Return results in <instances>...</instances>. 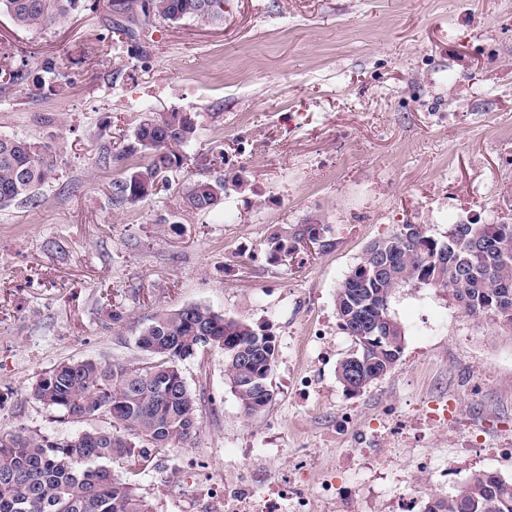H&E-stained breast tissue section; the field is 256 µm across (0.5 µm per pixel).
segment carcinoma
<instances>
[{"label":"carcinoma","instance_id":"carcinoma-1","mask_svg":"<svg viewBox=\"0 0 512 512\" xmlns=\"http://www.w3.org/2000/svg\"><path fill=\"white\" fill-rule=\"evenodd\" d=\"M97 0H0V14L23 30L62 26L80 10L92 11ZM117 26L126 38L139 41L146 53L149 27L157 21L224 19V0H111ZM38 72L41 83L57 82L54 58L23 59L10 74L11 84ZM189 112L147 111L125 149L103 156L121 161L142 153L147 162L112 183V204L141 202L169 181L184 165L183 148L196 136ZM57 154L24 138L0 136V208L16 203L35 206L38 191L54 178ZM224 178L202 177L183 184L181 203L198 212L212 210L227 195ZM478 238L463 249L450 224L441 236L427 224L397 225L387 237L373 241L391 272L379 277L367 257L351 269L335 293L341 329L356 351L337 365L343 387L369 386L399 361L404 330L390 303L399 289L412 283L451 293L461 313L492 331L512 333V224L472 222ZM324 228L302 224L291 236L269 242L275 258L295 254L308 241L324 250ZM137 346L148 358L139 363L96 360L62 362L43 372L31 394L43 405L73 421L107 420V426L59 440L19 429L0 433V512H153L137 488L117 477L113 467L130 472L190 442L199 429L198 403L187 387L179 362L224 350V376L244 413L255 416L272 403L270 377L277 358L276 336L267 325L229 318L208 306L193 304L159 312L141 331ZM357 371V380L350 377ZM422 512H512V481L487 472L471 475L448 494H431Z\"/></svg>","mask_w":512,"mask_h":512}]
</instances>
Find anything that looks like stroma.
Masks as SVG:
<instances>
[{
  "label": "stroma",
  "mask_w": 512,
  "mask_h": 512,
  "mask_svg": "<svg viewBox=\"0 0 512 512\" xmlns=\"http://www.w3.org/2000/svg\"><path fill=\"white\" fill-rule=\"evenodd\" d=\"M115 22L108 0L45 32L0 15V135L50 146L58 161L38 205L0 209V432L70 439L97 427L35 400L38 375L141 360L136 338L157 312L201 304L273 330L275 395L245 416L222 350L182 361L199 431L130 478L154 512H203L205 485L245 448L283 468L314 449L359 512H389L423 460L438 494L479 471L512 479V334L477 326L446 292L400 289L403 354L352 394L336 367L354 343L334 307L366 245L396 225L512 224V144L498 140L512 128V0H224L221 24H154L144 58L112 35ZM45 54L70 84H9L10 63ZM150 109L195 113L196 139L168 188L113 206V181L141 158L100 156ZM217 146L225 178L248 189L185 209L182 185L207 175L200 160ZM311 219L331 248L264 258L270 238ZM442 398L455 406L446 428L365 466L354 442L384 412L415 417ZM191 457L206 467L188 485Z\"/></svg>",
  "instance_id": "35a3bbf8"
}]
</instances>
